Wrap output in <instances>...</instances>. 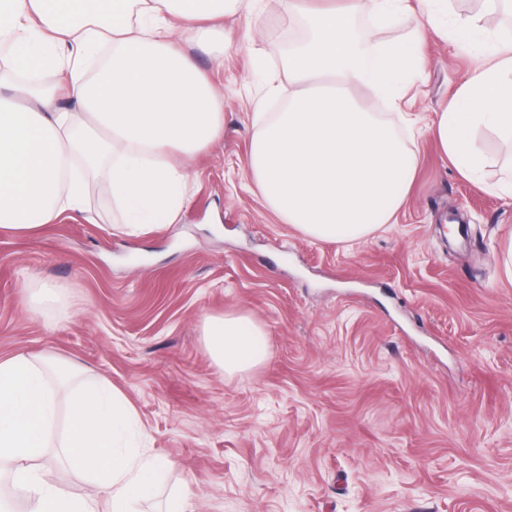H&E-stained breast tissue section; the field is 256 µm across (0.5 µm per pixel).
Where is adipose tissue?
<instances>
[{
    "label": "adipose tissue",
    "instance_id": "obj_1",
    "mask_svg": "<svg viewBox=\"0 0 512 512\" xmlns=\"http://www.w3.org/2000/svg\"><path fill=\"white\" fill-rule=\"evenodd\" d=\"M257 0H0V40L16 70L54 71L61 87L38 88V112L0 102V231L31 235L66 213L87 210L84 170H104L128 232L176 221L189 177L167 160L205 150L224 130L223 99L180 38L219 35L214 20ZM313 38L289 53L287 83L268 79L285 108L262 120L250 155L251 178L282 223L324 241L360 242L400 211L415 177V154L391 125L356 97L371 88L384 107L402 112L420 74V33L433 30L453 47L478 49L457 94L424 127L453 167L474 178L487 163L472 132H512V39L487 33L481 18L450 19L447 0H356L355 8L310 10ZM418 37L380 46L350 35L354 12L378 23L406 10ZM78 109L59 111V94ZM205 347L226 374L265 360L266 331L247 315L205 317ZM137 413L108 381L50 354L0 358V469L34 504L33 512H97L94 501L67 495L37 467L46 449L105 486L106 512H139L163 488L171 463L141 445Z\"/></svg>",
    "mask_w": 512,
    "mask_h": 512
}]
</instances>
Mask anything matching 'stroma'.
<instances>
[{
    "instance_id": "obj_1",
    "label": "stroma",
    "mask_w": 512,
    "mask_h": 512,
    "mask_svg": "<svg viewBox=\"0 0 512 512\" xmlns=\"http://www.w3.org/2000/svg\"><path fill=\"white\" fill-rule=\"evenodd\" d=\"M299 25L282 0L181 42L218 88L224 133L186 159L176 223L122 230L105 174L88 210L33 236L0 232V358L53 354L133 403L167 489L189 512H512V138L481 127L489 163L461 177L439 145L402 135L416 177L394 223L353 244L281 223L251 180L255 115L272 111L258 68ZM408 111L420 122L457 92L470 56L427 34ZM52 302L33 303L43 289ZM247 315L268 335L258 368L224 374L202 319ZM73 497L102 489L55 456Z\"/></svg>"
}]
</instances>
